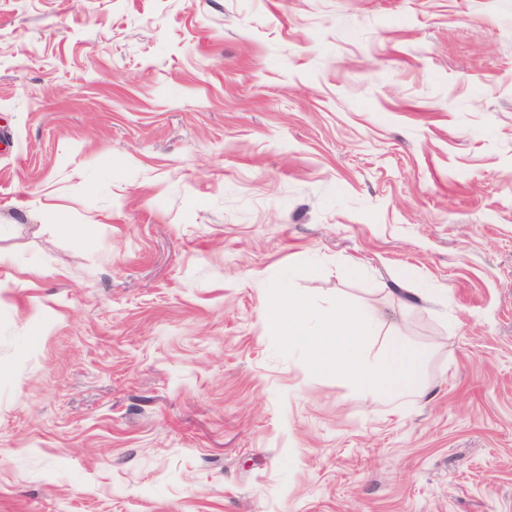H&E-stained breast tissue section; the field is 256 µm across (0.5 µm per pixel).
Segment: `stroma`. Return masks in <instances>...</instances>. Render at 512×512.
I'll return each mask as SVG.
<instances>
[{"label":"stroma","instance_id":"obj_1","mask_svg":"<svg viewBox=\"0 0 512 512\" xmlns=\"http://www.w3.org/2000/svg\"><path fill=\"white\" fill-rule=\"evenodd\" d=\"M0 139V512H512V0H0Z\"/></svg>","mask_w":512,"mask_h":512}]
</instances>
